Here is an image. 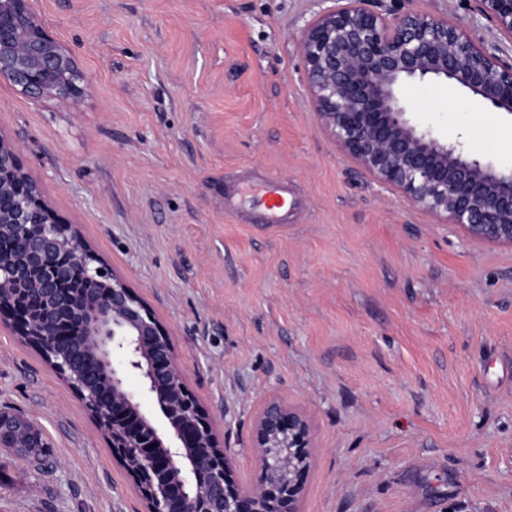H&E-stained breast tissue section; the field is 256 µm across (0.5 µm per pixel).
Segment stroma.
<instances>
[{
  "label": "stroma",
  "mask_w": 512,
  "mask_h": 512,
  "mask_svg": "<svg viewBox=\"0 0 512 512\" xmlns=\"http://www.w3.org/2000/svg\"><path fill=\"white\" fill-rule=\"evenodd\" d=\"M333 0H31L86 77L78 101L0 80V134L147 302L241 485L258 408L304 411L301 512H512V247L468 240L339 151L297 43ZM489 51L472 0H405ZM419 124L512 167V115L409 83ZM275 177L282 227L224 195ZM0 405L34 420L53 473L0 448V512H144L81 402L0 324Z\"/></svg>",
  "instance_id": "stroma-1"
}]
</instances>
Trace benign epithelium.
Instances as JSON below:
<instances>
[{
	"instance_id": "benign-epithelium-1",
	"label": "benign epithelium",
	"mask_w": 512,
	"mask_h": 512,
	"mask_svg": "<svg viewBox=\"0 0 512 512\" xmlns=\"http://www.w3.org/2000/svg\"><path fill=\"white\" fill-rule=\"evenodd\" d=\"M475 2L512 42V0ZM298 53L312 111L364 173L472 241L512 246V168L459 140L435 138L411 122L401 97L410 81L441 80L489 111L512 114L511 63L446 16L403 7L379 14L366 0H336L305 27ZM0 78L32 100L74 98L84 82L73 53L49 34L30 0H0ZM0 238L14 245L0 253V313L83 404L147 512H299L313 448L309 417L268 400L253 426L257 478L239 485L159 319L52 208L2 135ZM76 266L84 281L73 293ZM22 295L36 297L39 307L20 306ZM75 321L92 353L87 364L59 342ZM131 373L141 380L138 393L127 386ZM143 396L159 406L164 427L144 413ZM47 447L34 421L0 406V448Z\"/></svg>"
}]
</instances>
